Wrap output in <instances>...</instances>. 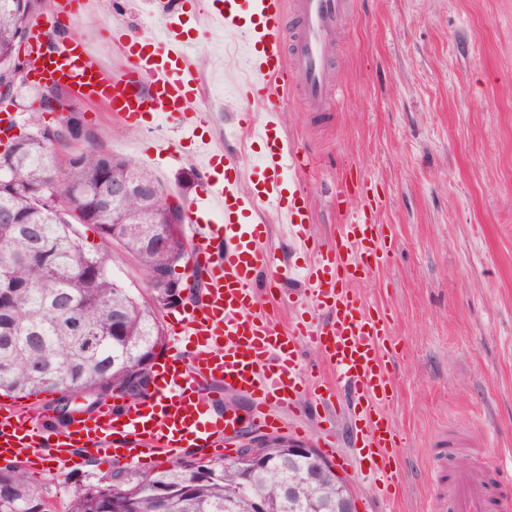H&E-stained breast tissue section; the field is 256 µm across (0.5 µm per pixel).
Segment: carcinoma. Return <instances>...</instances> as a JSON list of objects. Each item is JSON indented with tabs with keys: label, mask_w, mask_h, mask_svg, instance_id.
<instances>
[{
	"label": "carcinoma",
	"mask_w": 512,
	"mask_h": 512,
	"mask_svg": "<svg viewBox=\"0 0 512 512\" xmlns=\"http://www.w3.org/2000/svg\"><path fill=\"white\" fill-rule=\"evenodd\" d=\"M52 0H0V80L11 79L35 9ZM43 110L28 115L32 131L0 150V253L11 256L0 271V394H59L43 403L65 427L67 397L83 392L91 407L108 397L141 398L137 383L149 378L150 360L164 345L160 321L172 307L170 289L156 304L141 300L112 276V248L137 263L146 284L171 269L174 249L154 242L170 230V198L138 162L91 145L66 165L52 149L75 136L62 124L46 125ZM134 178L141 198L114 201L112 182ZM99 242L88 241L87 232ZM292 466L283 448H268L264 461L242 470L232 457L177 461L126 484L73 481L64 512H249L261 497L268 512H333L334 487L288 494ZM243 488L230 497L224 490ZM42 484L21 464L0 467V512H50Z\"/></svg>",
	"instance_id": "1"
}]
</instances>
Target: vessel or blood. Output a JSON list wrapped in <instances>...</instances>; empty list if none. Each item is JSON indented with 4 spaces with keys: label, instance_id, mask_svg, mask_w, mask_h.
<instances>
[{
    "label": "vessel or blood",
    "instance_id": "obj_1",
    "mask_svg": "<svg viewBox=\"0 0 512 512\" xmlns=\"http://www.w3.org/2000/svg\"><path fill=\"white\" fill-rule=\"evenodd\" d=\"M349 6V0H214L199 10L205 27L223 31L225 48L236 55L241 69L242 91L264 112L262 121L243 124L263 146L259 176L242 188L246 173L237 150L200 143L201 197L188 206L185 220L195 243L192 263L206 280L200 300L169 315L172 351L155 364L152 392L134 404L103 402L94 412L75 417L50 441L44 438L37 407L1 405V460L40 465L49 449L70 470L89 455L141 467L186 448L221 457L230 454L242 420L225 411L227 390L249 397L247 418L257 426L302 432L301 396L311 389L302 378L300 350L306 347L324 356L337 387L350 392L351 446L365 465L363 475L373 485L379 512H394L405 472L396 462L400 434L387 413L395 394L391 362L383 355L388 312L367 311L352 290L353 282L367 279L382 257L378 226L367 210L342 206L335 240L324 249L309 248L311 206L297 174L309 165L310 154L288 144L282 122L292 95L311 112L337 104L340 90L329 48ZM290 15L299 24L288 40L284 29ZM114 43L122 65L110 72L81 40L50 47L39 26H31V73L40 83L106 102L129 125L149 113L190 135L207 121L209 114L195 92L190 37L170 28L159 38L150 30L122 27ZM219 164L228 178H215ZM262 208L273 211L298 249L307 252L304 264H281L266 248L265 227L254 220ZM209 212L222 215L223 223L207 221ZM260 281L276 303L285 298L288 282L303 283L314 316L280 326L259 301L255 287ZM450 486V512H512V493L484 471L454 472Z\"/></svg>",
    "mask_w": 512,
    "mask_h": 512
}]
</instances>
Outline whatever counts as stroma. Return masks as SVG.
Returning a JSON list of instances; mask_svg holds the SVG:
<instances>
[{
	"mask_svg": "<svg viewBox=\"0 0 512 512\" xmlns=\"http://www.w3.org/2000/svg\"><path fill=\"white\" fill-rule=\"evenodd\" d=\"M196 2L185 0L179 15L196 41L208 123L162 151L172 127H131L107 105L79 99L75 112L91 138L71 144L137 159L186 203L200 194L197 141L230 137L248 171L262 150L238 132L224 35L199 26ZM145 6L107 0L46 34L95 46L112 70L119 60L105 24L136 28ZM333 64L339 108L311 112L291 97L284 127L313 155L302 179L314 244L336 235L343 174L359 176L350 208L380 204L376 221L392 242L353 290L367 307L393 311L388 412L404 436L405 472L397 512H428L447 489L431 475V454L449 437L469 444L447 460V472L481 457L512 476V0H352Z\"/></svg>",
	"mask_w": 512,
	"mask_h": 512,
	"instance_id": "stroma-1",
	"label": "stroma"
}]
</instances>
